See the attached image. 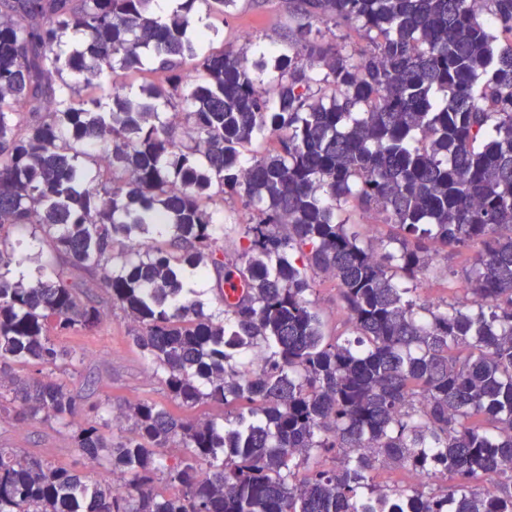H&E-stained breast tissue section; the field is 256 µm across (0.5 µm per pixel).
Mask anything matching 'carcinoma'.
I'll return each instance as SVG.
<instances>
[{
	"label": "carcinoma",
	"instance_id": "1",
	"mask_svg": "<svg viewBox=\"0 0 512 512\" xmlns=\"http://www.w3.org/2000/svg\"><path fill=\"white\" fill-rule=\"evenodd\" d=\"M196 2L0 0V230L19 232L0 249V364L40 374L0 371V421L74 426L81 358L53 336L99 328L82 295L101 275L171 398L236 427L142 401L114 441L98 406L77 454L134 493L0 447V512H512V0H288L285 48L253 58L203 52ZM340 21L369 48L347 52ZM226 195L250 222H216ZM351 205L400 234L364 243L336 219ZM433 242L481 244L466 304L414 298ZM210 267L243 282L218 313L183 288ZM318 273L343 333L308 298ZM385 464L449 483L387 493Z\"/></svg>",
	"mask_w": 512,
	"mask_h": 512
}]
</instances>
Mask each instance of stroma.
<instances>
[{"label": "stroma", "instance_id": "35a3bbf8", "mask_svg": "<svg viewBox=\"0 0 512 512\" xmlns=\"http://www.w3.org/2000/svg\"><path fill=\"white\" fill-rule=\"evenodd\" d=\"M195 14L217 30L216 36L203 45L205 51L214 53L247 46L276 51L283 47L289 30L295 26L286 0H238L233 13L224 17L211 14L206 0H197ZM243 30L249 31V41L239 40L238 34ZM474 255L471 248L441 251L431 273L423 279L419 291L422 302L442 307L463 300L464 272ZM310 298L328 332L344 331L345 315L334 281L316 278ZM105 313L96 332H70L56 340L59 347L84 358L79 374L71 381L73 391L81 397L78 421L94 419V407L98 404L117 410L139 401H151L176 410V403L148 359L133 344L130 322L124 313L113 306L106 307ZM0 446L17 448L68 468L80 466L70 431L52 421L38 418L22 426L0 422Z\"/></svg>", "mask_w": 512, "mask_h": 512}]
</instances>
